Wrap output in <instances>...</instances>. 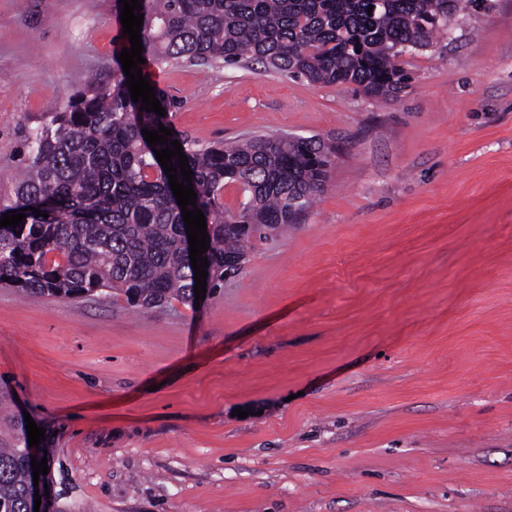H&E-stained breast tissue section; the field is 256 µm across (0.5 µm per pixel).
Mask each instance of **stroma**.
<instances>
[{"label": "stroma", "instance_id": "1", "mask_svg": "<svg viewBox=\"0 0 512 512\" xmlns=\"http://www.w3.org/2000/svg\"><path fill=\"white\" fill-rule=\"evenodd\" d=\"M122 32L118 0H0V206ZM404 67L381 101L147 58L179 135L336 159L199 306L0 287V404L46 429L60 512H512V0Z\"/></svg>", "mask_w": 512, "mask_h": 512}]
</instances>
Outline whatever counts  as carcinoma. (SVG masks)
I'll return each mask as SVG.
<instances>
[{
    "label": "carcinoma",
    "instance_id": "1",
    "mask_svg": "<svg viewBox=\"0 0 512 512\" xmlns=\"http://www.w3.org/2000/svg\"><path fill=\"white\" fill-rule=\"evenodd\" d=\"M142 54L163 64L258 65L321 85H349L387 100L408 86L403 55L434 46L464 0H139ZM373 11H368L369 5ZM116 63L112 86L79 91L54 127L27 138L16 200L26 212L0 228V286L28 298L110 291L131 307L191 304L194 270L182 210L142 130L171 127L140 110ZM209 249L206 287L235 276L253 240L295 224L325 189L334 150L314 137L251 136L200 146L180 140ZM241 197L224 208V186ZM48 214L37 217L30 208ZM0 444V512H26V432L10 421Z\"/></svg>",
    "mask_w": 512,
    "mask_h": 512
}]
</instances>
